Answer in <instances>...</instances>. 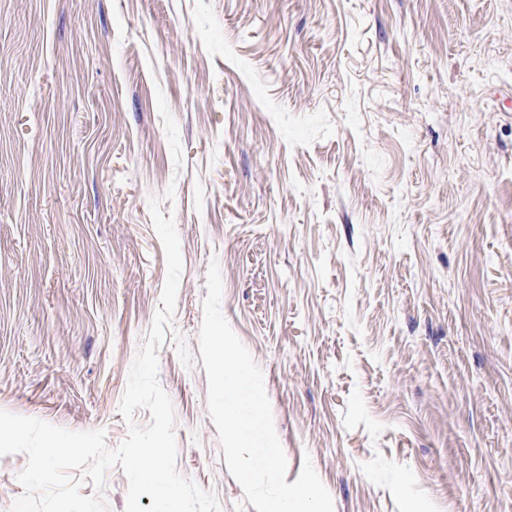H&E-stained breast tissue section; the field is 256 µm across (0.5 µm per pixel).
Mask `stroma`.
Wrapping results in <instances>:
<instances>
[{"label":"stroma","instance_id":"obj_1","mask_svg":"<svg viewBox=\"0 0 512 512\" xmlns=\"http://www.w3.org/2000/svg\"><path fill=\"white\" fill-rule=\"evenodd\" d=\"M158 381L177 470L228 471L206 275L287 482L334 512H512V0H0V410L117 448Z\"/></svg>","mask_w":512,"mask_h":512}]
</instances>
